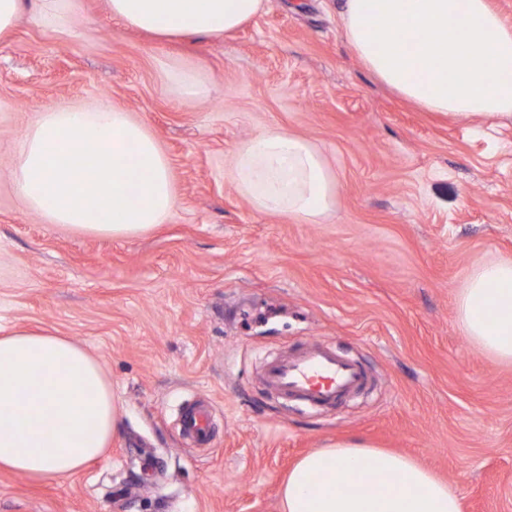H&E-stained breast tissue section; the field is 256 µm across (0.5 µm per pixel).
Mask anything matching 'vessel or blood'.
<instances>
[{"label":"vessel or blood","instance_id":"b4317fda","mask_svg":"<svg viewBox=\"0 0 512 512\" xmlns=\"http://www.w3.org/2000/svg\"><path fill=\"white\" fill-rule=\"evenodd\" d=\"M266 386L279 394L317 406L335 405L348 393L364 389L367 376L355 361L333 347L314 343L264 366ZM181 430L200 445L213 441L211 411L199 404L183 411Z\"/></svg>","mask_w":512,"mask_h":512}]
</instances>
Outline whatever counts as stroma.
<instances>
[{"instance_id":"35a3bbf8","label":"stroma","mask_w":512,"mask_h":512,"mask_svg":"<svg viewBox=\"0 0 512 512\" xmlns=\"http://www.w3.org/2000/svg\"><path fill=\"white\" fill-rule=\"evenodd\" d=\"M341 0H268L218 36L165 41L75 0L69 24L24 17L0 39V327L56 329L103 365L118 403L106 453L63 481L0 469V512H279L300 457L350 438L408 455L464 512H512V365L462 334L473 265L512 257V122L423 111L354 56ZM195 67L201 93L165 79ZM159 140L177 206L150 231L74 232L28 211L9 178L39 112L99 100ZM269 128L312 142L337 177L321 224L257 211L230 181ZM322 342L369 390L333 408L269 392L262 368ZM213 408L215 438L180 433ZM181 430L197 444L210 445L214 441V436L209 407L198 404L186 408L181 416Z\"/></svg>"}]
</instances>
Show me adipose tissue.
Listing matches in <instances>:
<instances>
[{
    "mask_svg": "<svg viewBox=\"0 0 512 512\" xmlns=\"http://www.w3.org/2000/svg\"><path fill=\"white\" fill-rule=\"evenodd\" d=\"M108 3L125 25L174 40L233 31L267 0ZM341 18L353 53L405 100L455 119L512 121V25L490 0H342ZM230 176L266 214L318 224L336 211L321 152L285 130L245 140ZM10 180L30 211L100 237L153 229L177 204L157 139L105 100L41 112L20 137ZM457 321L478 350L512 364V259L466 272ZM117 419L112 382L82 345L43 328L0 332L1 469L68 479L104 453ZM280 512H463V503L416 459L351 441L301 458L282 483Z\"/></svg>",
    "mask_w": 512,
    "mask_h": 512,
    "instance_id": "obj_1",
    "label": "adipose tissue"
}]
</instances>
